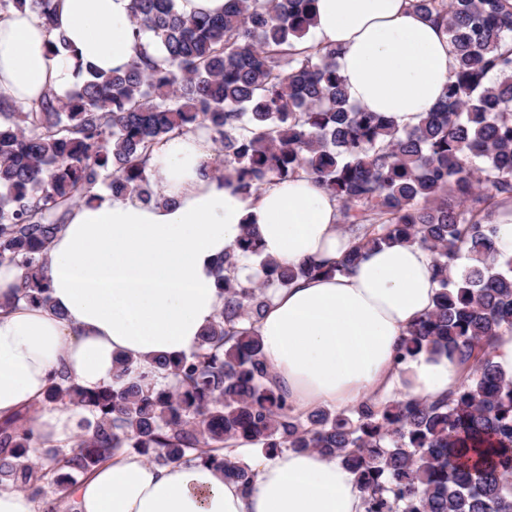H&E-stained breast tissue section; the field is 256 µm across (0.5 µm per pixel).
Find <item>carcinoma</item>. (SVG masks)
<instances>
[{"mask_svg":"<svg viewBox=\"0 0 512 512\" xmlns=\"http://www.w3.org/2000/svg\"><path fill=\"white\" fill-rule=\"evenodd\" d=\"M315 0H231L222 16H185L176 0H132L146 43L123 70L83 68L66 100L19 107L0 94V266L23 270L3 301L48 302L47 250L73 207L106 185L161 200L147 175L153 152L204 129L217 154L204 173L252 195L310 177L337 203L350 247L336 261L263 258L246 231L215 263L224 298L196 351L154 366L173 386L124 383L87 390L65 374L44 401L78 408L77 440L41 447L32 409L0 417V487L61 512L67 492L116 448L159 466L199 459L252 488L256 473L222 451L242 445L272 458L315 450L357 475L364 512H512V376L491 344L512 332V256L495 243L493 213L512 204V9L504 0H410L443 24L453 57L444 97L399 129L349 102L339 50L301 47ZM29 6L49 25L55 0ZM399 242L429 251L438 290L396 348L402 364L446 354L465 378L436 399L368 398L342 410H297L272 375L257 324L275 294L300 279L348 272L371 249ZM258 260L256 282L239 256Z\"/></svg>","mask_w":512,"mask_h":512,"instance_id":"obj_1","label":"carcinoma"}]
</instances>
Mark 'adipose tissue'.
<instances>
[{
    "instance_id": "1",
    "label": "adipose tissue",
    "mask_w": 512,
    "mask_h": 512,
    "mask_svg": "<svg viewBox=\"0 0 512 512\" xmlns=\"http://www.w3.org/2000/svg\"><path fill=\"white\" fill-rule=\"evenodd\" d=\"M316 44L339 48L338 71L351 102L417 123L453 70L441 25L407 0H316ZM64 35L71 58L52 54ZM139 44L131 0H57L52 26L30 8L0 17V94L26 104L68 95L74 61L109 73ZM214 145L189 133L166 143L148 167L162 202L105 195L74 208L48 253L49 302L0 309V415L39 404L42 440L64 444L78 411L43 403L52 375L67 371L93 389L111 384L117 358L130 380L154 358L196 350L221 299L213 265L250 227L262 254L295 264L336 260L348 245L337 204L308 178L245 195L202 173ZM437 283L426 250L395 244L367 252L345 274L300 281L279 292L258 324L263 352L297 410L337 409L392 392L436 397L458 387L460 366L420 354L403 370L396 345L433 305ZM250 491L198 461L156 466L119 448L68 492L70 512H363L355 475L316 452L258 459Z\"/></svg>"
}]
</instances>
